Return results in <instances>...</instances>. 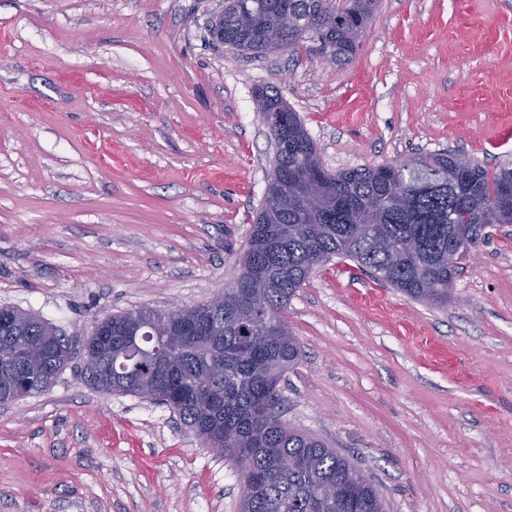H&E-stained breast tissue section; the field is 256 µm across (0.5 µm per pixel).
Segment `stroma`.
Listing matches in <instances>:
<instances>
[{"mask_svg":"<svg viewBox=\"0 0 512 512\" xmlns=\"http://www.w3.org/2000/svg\"><path fill=\"white\" fill-rule=\"evenodd\" d=\"M224 0H0V307L72 356L0 403V512H238L242 479L166 405L98 389L96 320L208 300L240 270L280 89L332 171L414 151L512 164V0H378L351 62L253 57ZM289 428L372 479L387 512H512V224L443 307L333 256L288 304Z\"/></svg>","mask_w":512,"mask_h":512,"instance_id":"stroma-1","label":"stroma"}]
</instances>
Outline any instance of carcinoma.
I'll list each match as a JSON object with an SVG mask.
<instances>
[{
	"label": "carcinoma",
	"instance_id": "obj_1",
	"mask_svg": "<svg viewBox=\"0 0 512 512\" xmlns=\"http://www.w3.org/2000/svg\"><path fill=\"white\" fill-rule=\"evenodd\" d=\"M376 0H224L211 22L224 43L267 54L262 34L288 12L302 26L282 32L292 53L351 61ZM260 112L288 111L270 130L276 154L241 270L224 287V310L185 329L184 307L140 308L96 321L83 354L100 389L160 402L206 445H219L242 476L241 512H386L384 499L357 485L351 463L318 439L290 429L271 408L288 368L302 356L288 327V302L333 255L348 257L415 300L441 307L448 288L490 229L512 224V168L460 154L414 152L401 161L330 171L300 116L279 90L255 96ZM0 402L47 390L71 351L40 317L0 309ZM149 323L164 362L114 361Z\"/></svg>",
	"mask_w": 512,
	"mask_h": 512
}]
</instances>
